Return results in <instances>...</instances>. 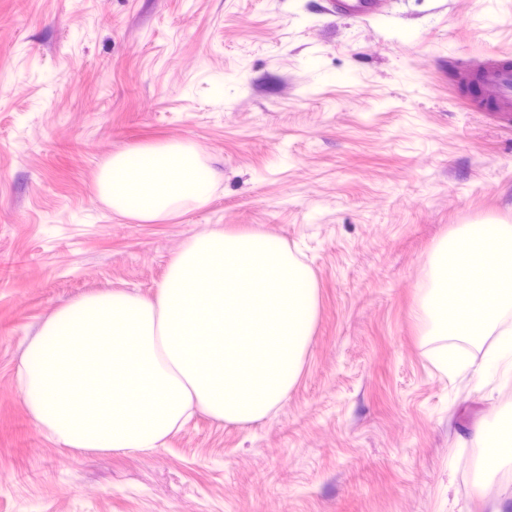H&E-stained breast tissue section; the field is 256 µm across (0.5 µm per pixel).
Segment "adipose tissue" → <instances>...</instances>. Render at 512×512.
Masks as SVG:
<instances>
[{
  "label": "adipose tissue",
  "instance_id": "ef3b65f1",
  "mask_svg": "<svg viewBox=\"0 0 512 512\" xmlns=\"http://www.w3.org/2000/svg\"><path fill=\"white\" fill-rule=\"evenodd\" d=\"M219 172L182 144L114 153L97 189L116 213L157 222L207 205ZM416 312L426 336L479 335L512 317V224H484L440 253ZM317 288L279 236L223 226L186 240L153 296L92 292L57 308L17 367L31 422L70 454L152 452L197 413L246 425L297 382Z\"/></svg>",
  "mask_w": 512,
  "mask_h": 512
}]
</instances>
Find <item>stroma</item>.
Instances as JSON below:
<instances>
[{"label": "stroma", "mask_w": 512, "mask_h": 512, "mask_svg": "<svg viewBox=\"0 0 512 512\" xmlns=\"http://www.w3.org/2000/svg\"><path fill=\"white\" fill-rule=\"evenodd\" d=\"M502 51L512 0H386L363 21L326 0H0V512H482L468 467L492 443L472 433L512 427V366L483 368L497 331L425 336L415 312L444 240L512 224V114L456 70ZM175 141L220 172L210 203L113 212L105 161ZM215 224L280 236L314 275L295 386L154 452H63L20 401L26 344L83 293L152 295Z\"/></svg>", "instance_id": "obj_1"}]
</instances>
